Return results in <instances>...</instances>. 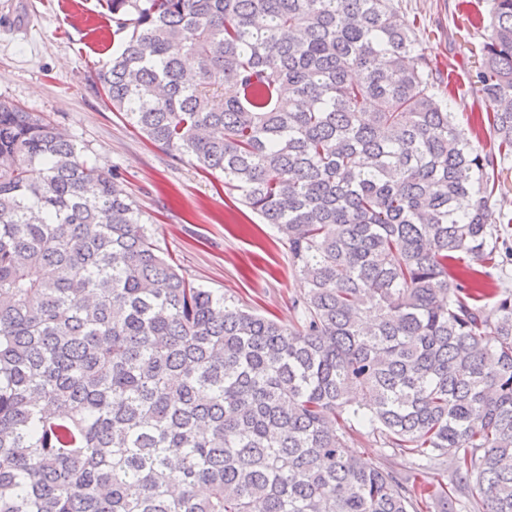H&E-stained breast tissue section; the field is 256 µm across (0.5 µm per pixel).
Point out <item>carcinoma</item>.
Returning <instances> with one entry per match:
<instances>
[{"label": "carcinoma", "instance_id": "carcinoma-1", "mask_svg": "<svg viewBox=\"0 0 512 512\" xmlns=\"http://www.w3.org/2000/svg\"><path fill=\"white\" fill-rule=\"evenodd\" d=\"M105 4L112 111L278 229L295 323L194 286L86 147L0 100V512H512V0L477 18L488 150L394 0ZM503 167L500 186L493 195L491 204L494 210L512 217V158ZM499 261L502 268V279L512 289V226L498 240ZM378 446L370 437L355 436L354 443L351 444L352 448H349V450L373 465L398 472H404L408 469L410 464L407 458L393 456L389 449L379 448Z\"/></svg>", "mask_w": 512, "mask_h": 512}]
</instances>
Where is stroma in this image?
<instances>
[{
	"label": "stroma",
	"mask_w": 512,
	"mask_h": 512,
	"mask_svg": "<svg viewBox=\"0 0 512 512\" xmlns=\"http://www.w3.org/2000/svg\"><path fill=\"white\" fill-rule=\"evenodd\" d=\"M83 18H65L59 0H0V100L50 114L86 146L89 159L116 173L142 211L166 259L196 285L235 297L292 325L298 282L277 229L232 203L222 182L189 157L152 144L113 112L96 79L124 35L99 31L97 0H79ZM416 21L419 48L440 70H452L451 110L467 127L480 105L477 70L483 29L471 27L459 0H396Z\"/></svg>",
	"instance_id": "stroma-1"
}]
</instances>
